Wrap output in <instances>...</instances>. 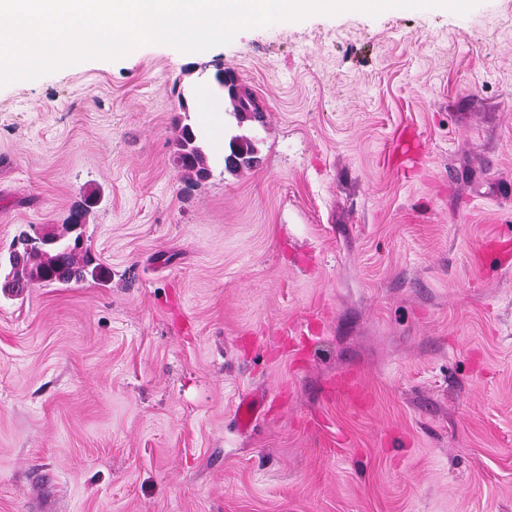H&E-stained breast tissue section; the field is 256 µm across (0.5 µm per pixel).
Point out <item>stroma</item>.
Here are the masks:
<instances>
[{"mask_svg":"<svg viewBox=\"0 0 512 512\" xmlns=\"http://www.w3.org/2000/svg\"><path fill=\"white\" fill-rule=\"evenodd\" d=\"M204 89L223 141L179 109ZM239 133L260 162L232 174ZM92 193L77 258L110 280L0 296V512H512V262L475 260L512 234V0L0 87V254ZM309 319L300 362L285 333ZM247 395L268 410L242 430ZM219 72V77L223 81V83L219 81L217 78L216 80L221 85L223 84L222 87L224 88V94L226 95L227 93H230L233 96L237 95V97H229L227 95L229 102L232 106V112L237 114L242 110H246V112L250 114V118H253L257 121H261V119L263 118L262 112L257 106L255 98L246 89H242L240 87L239 91V80L237 76L224 69L219 70ZM246 105H248L249 108ZM174 165L191 186H198L210 177L206 156L195 130L184 124L175 139Z\"/></svg>","mask_w":512,"mask_h":512,"instance_id":"35a3bbf8","label":"stroma"}]
</instances>
